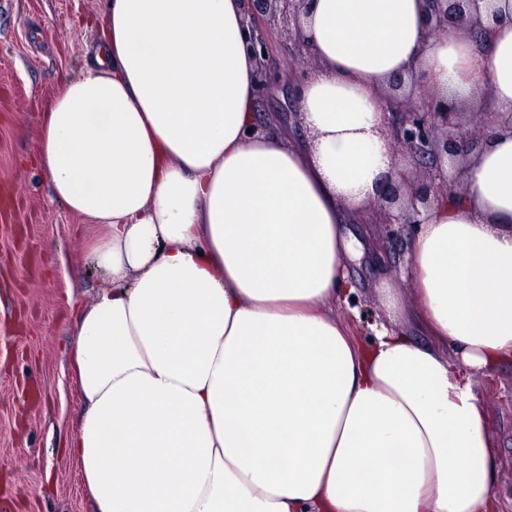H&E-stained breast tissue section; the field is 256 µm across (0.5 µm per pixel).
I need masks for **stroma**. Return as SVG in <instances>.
Listing matches in <instances>:
<instances>
[{
  "mask_svg": "<svg viewBox=\"0 0 512 512\" xmlns=\"http://www.w3.org/2000/svg\"><path fill=\"white\" fill-rule=\"evenodd\" d=\"M102 0H0V501L9 512H89L80 466L65 448L75 436L81 397L69 358L74 308L102 285L87 251L86 223L49 191L36 164L40 112L92 60ZM293 84L258 99L260 118L292 117ZM364 251L347 260L354 288L336 317L356 342L390 317L379 292L388 283L409 298L406 245L416 228L389 235L372 217L344 225ZM499 453L495 490L512 512V368L474 374Z\"/></svg>",
  "mask_w": 512,
  "mask_h": 512,
  "instance_id": "obj_1",
  "label": "stroma"
}]
</instances>
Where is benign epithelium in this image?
<instances>
[{
    "mask_svg": "<svg viewBox=\"0 0 512 512\" xmlns=\"http://www.w3.org/2000/svg\"><path fill=\"white\" fill-rule=\"evenodd\" d=\"M251 33L247 50L259 59L257 97L292 75V71L273 72L268 68L267 29L278 26L288 32L298 47L302 27L308 18L313 0H246ZM497 18L491 10V0H426L425 25L427 36L439 40L448 27L466 31L480 28L491 32L488 22ZM388 98L400 108L391 118H384V137L388 146L390 170L396 177L385 175L376 181L374 202L383 224H423L433 204L448 197L460 187L461 168L458 162L465 150L478 147L484 135L485 122L469 124L464 113L458 112L448 100L435 94H422V101L409 106L403 81L389 82ZM408 151L427 165L424 176L401 171L394 151Z\"/></svg>",
    "mask_w": 512,
    "mask_h": 512,
    "instance_id": "7a95c632",
    "label": "benign epithelium"
}]
</instances>
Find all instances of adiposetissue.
Here are the masks:
<instances>
[{
  "label": "adipose tissue",
  "mask_w": 512,
  "mask_h": 512,
  "mask_svg": "<svg viewBox=\"0 0 512 512\" xmlns=\"http://www.w3.org/2000/svg\"><path fill=\"white\" fill-rule=\"evenodd\" d=\"M425 10L315 0L298 142L257 121L246 0H104L92 64L39 115L54 198L97 227L70 355L90 512H498L462 371L512 364V129L410 241L411 304L381 286L405 328L360 344L326 310L389 170L387 81L512 113V8L438 42Z\"/></svg>",
  "instance_id": "1"
}]
</instances>
